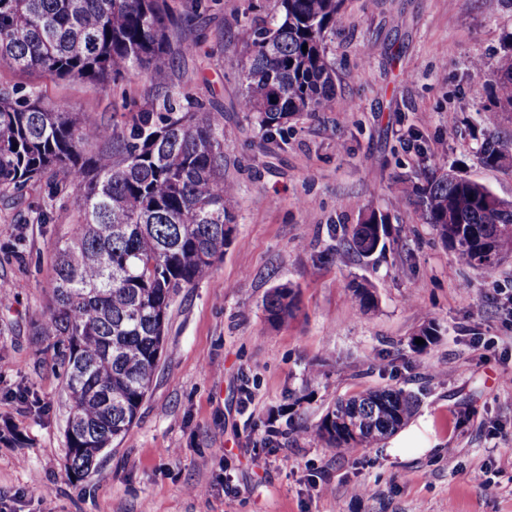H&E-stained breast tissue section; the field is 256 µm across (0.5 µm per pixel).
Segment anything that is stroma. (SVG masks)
I'll use <instances>...</instances> for the list:
<instances>
[{"mask_svg":"<svg viewBox=\"0 0 512 512\" xmlns=\"http://www.w3.org/2000/svg\"><path fill=\"white\" fill-rule=\"evenodd\" d=\"M176 41L196 43L166 76L224 115V176L238 187L231 244L168 310L159 366L128 435L91 471L65 468V375L42 324L55 247L81 222L63 174L0 197V507L6 512H512V258L492 271L456 263L420 211L390 193L399 174L446 157L512 201V171L478 159L481 133L512 134L489 102L512 0H345L327 39L337 108L262 138L237 109L247 28L275 0H171ZM486 69L474 74L472 56ZM0 85L104 123L149 108L142 77L103 87L0 68ZM350 109H342V102ZM57 193H50V183ZM51 201L54 221H38ZM390 213L383 253H343L360 207ZM378 303L358 309L357 284ZM299 306L271 324L270 289ZM435 344H410L423 317ZM414 394L418 456L335 452L313 428L336 399L369 388ZM492 481L493 492L482 484ZM360 484L363 496L351 488Z\"/></svg>","mask_w":512,"mask_h":512,"instance_id":"35a3bbf8","label":"stroma"}]
</instances>
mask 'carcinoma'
<instances>
[{
  "instance_id": "carcinoma-1",
  "label": "carcinoma",
  "mask_w": 512,
  "mask_h": 512,
  "mask_svg": "<svg viewBox=\"0 0 512 512\" xmlns=\"http://www.w3.org/2000/svg\"><path fill=\"white\" fill-rule=\"evenodd\" d=\"M244 42L239 111L267 140L298 117L336 105L326 39L344 0H277ZM178 21L168 0H0V68L59 80L114 84L164 79L196 44L171 45ZM496 67L493 102L512 112V33ZM307 51H301L302 46ZM108 142L87 158L84 148ZM481 162L505 168L512 137L486 136ZM61 170L83 220L57 247L53 305L42 333L58 339L71 419L67 468L77 475L135 423L151 388L174 295L206 279L224 254L236 215V185L224 178V113L185 109L130 113L112 126L89 122L41 97L0 88V192ZM456 262L491 270L512 256V202L453 170L425 166L417 183L396 181ZM389 217L368 210L343 244L369 257L386 249ZM360 309L376 306L366 284ZM297 295L277 286L267 319L293 317ZM415 408L401 388L367 389L339 399L313 432L326 447L374 448Z\"/></svg>"
}]
</instances>
